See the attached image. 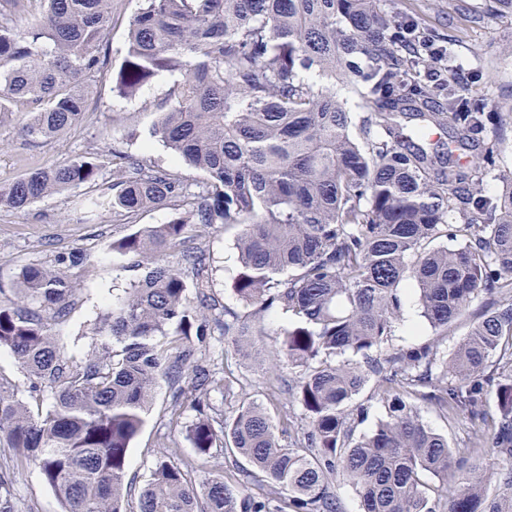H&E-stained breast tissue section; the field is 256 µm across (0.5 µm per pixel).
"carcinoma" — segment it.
<instances>
[{"mask_svg": "<svg viewBox=\"0 0 512 512\" xmlns=\"http://www.w3.org/2000/svg\"><path fill=\"white\" fill-rule=\"evenodd\" d=\"M111 2L0 0V112L21 106L28 139L81 123L91 78L109 64ZM384 2L141 0L115 89L132 100L154 77L179 75L148 136L201 181L114 149L110 181L78 156L0 185V209L19 212L94 186L87 217L123 216L130 232L112 250L143 269L79 361L53 333L76 278L25 265L16 300L0 301V349L32 399L0 378V453L36 466L62 512H129V450L162 380L169 425L196 412L192 447L251 469L214 475L163 451L134 512H340L338 475L363 512H512V171L487 188L512 113L491 111L446 58L441 82L423 77L419 45L449 38ZM160 206L175 218L136 223ZM212 224L239 227L232 288L249 308L224 311V335L254 348L265 314L293 321L267 356L271 385L301 409L283 419L286 440L255 401L230 417L209 402L233 380L198 365L215 304L206 254L185 239ZM408 285L433 338L386 354ZM479 296L448 354V326ZM372 378L384 415L356 438L367 409L352 402ZM423 407L471 424L465 447L427 427Z\"/></svg>", "mask_w": 512, "mask_h": 512, "instance_id": "obj_1", "label": "carcinoma"}]
</instances>
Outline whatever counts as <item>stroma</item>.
<instances>
[{"label": "stroma", "instance_id": "obj_1", "mask_svg": "<svg viewBox=\"0 0 512 512\" xmlns=\"http://www.w3.org/2000/svg\"><path fill=\"white\" fill-rule=\"evenodd\" d=\"M138 6V0H112V27L103 41L111 66L95 77L94 92L77 128L52 140L33 143L23 136L18 113L0 114V183L12 182L29 170L77 155L104 161L103 175L108 178L112 175L110 162L116 149L171 169L186 182L201 180V173L178 161L162 142L145 137L166 99L169 76L152 79L132 101L119 97L114 89L112 68L120 64L125 54L128 22ZM386 7L454 35L453 50L470 72L471 90L485 96L493 108H512L511 15L487 14L486 0H388ZM85 193V188L79 187L62 196L44 197L22 212L0 210V300L14 298L17 274L23 265L42 263L66 270L72 257H81L80 289L68 315L54 327L61 350L76 360L91 352L94 341L90 329L103 307L117 300L123 288L140 275L129 257L111 249L113 239L124 235V228L116 226L111 215L89 222L74 209L73 199ZM237 234V227L220 224L190 231L192 245L207 254L211 295L220 306L219 313L209 322L210 345L200 355L199 363L209 371H231L235 378L230 391L211 392L210 401L216 408L229 413L242 401L253 400L263 404L279 421L293 413V406L285 397L272 395L258 361L235 352L224 335L225 311H246L232 289L239 267ZM432 336L415 292L406 291L391 346H408ZM169 402L170 389L167 384H160L145 426L130 450L127 507H135L162 442L174 443L185 459L199 458L186 437V428L195 420V412H186L180 426L170 427L166 415ZM10 489L18 512H62L59 500L35 466L11 471Z\"/></svg>", "mask_w": 512, "mask_h": 512}]
</instances>
